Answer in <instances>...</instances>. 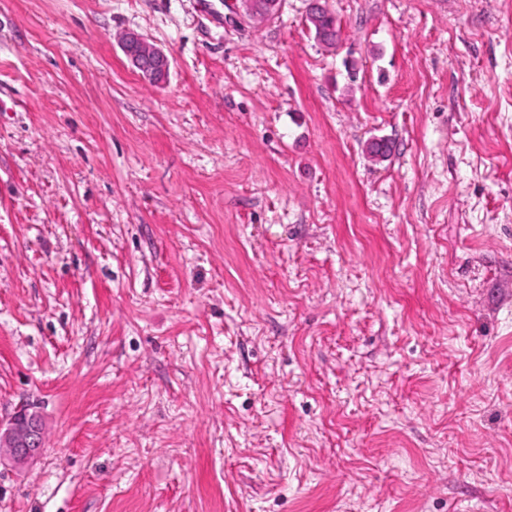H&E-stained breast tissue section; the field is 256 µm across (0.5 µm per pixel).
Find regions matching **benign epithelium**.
Wrapping results in <instances>:
<instances>
[{"instance_id":"obj_1","label":"benign epithelium","mask_w":512,"mask_h":512,"mask_svg":"<svg viewBox=\"0 0 512 512\" xmlns=\"http://www.w3.org/2000/svg\"><path fill=\"white\" fill-rule=\"evenodd\" d=\"M246 15L270 18L277 14L280 0H243ZM121 48L133 67L152 83L165 81L170 73L168 56L144 36L128 32L120 40ZM44 449V426L37 410L20 407L7 426L0 425V463L7 460L23 466L37 460Z\"/></svg>"}]
</instances>
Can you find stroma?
Segmentation results:
<instances>
[{
  "label": "stroma",
  "instance_id": "1",
  "mask_svg": "<svg viewBox=\"0 0 512 512\" xmlns=\"http://www.w3.org/2000/svg\"><path fill=\"white\" fill-rule=\"evenodd\" d=\"M309 4L0 0V512H512V0ZM121 48L133 67L152 83L165 81L170 73L168 56L144 36L128 32L120 40ZM44 449V426L37 410L20 407L7 426L0 425V464L6 459L15 466L37 460Z\"/></svg>",
  "mask_w": 512,
  "mask_h": 512
}]
</instances>
